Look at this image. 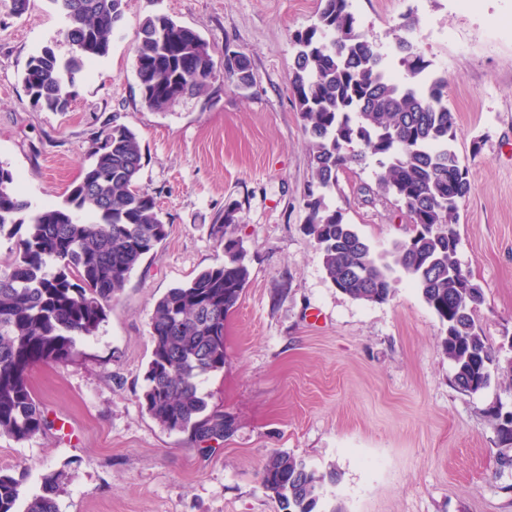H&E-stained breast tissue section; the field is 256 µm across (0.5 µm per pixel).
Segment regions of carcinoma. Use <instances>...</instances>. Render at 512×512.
I'll return each instance as SVG.
<instances>
[{
  "label": "carcinoma",
  "mask_w": 512,
  "mask_h": 512,
  "mask_svg": "<svg viewBox=\"0 0 512 512\" xmlns=\"http://www.w3.org/2000/svg\"><path fill=\"white\" fill-rule=\"evenodd\" d=\"M68 20L71 54L50 47L30 57L23 82L34 106L64 112L75 95V75L110 49L124 0H50ZM316 21L293 35L290 86L307 139L311 177L304 193V230L321 254L331 284L348 297L384 303L400 272L438 317L443 352L454 384L476 394L491 380L492 354L477 329L483 291L456 260L460 204L472 190L469 168L454 147L456 119L447 79L430 70L403 17L395 50L401 73L359 30L351 0H319ZM164 14L147 16L135 48L144 105L164 112L203 94L217 77L209 45L199 33ZM224 77L245 88L250 59L234 53ZM376 159V191L405 208L412 235L377 253L326 198L339 173ZM138 134L117 116L94 133L88 163L60 205L31 209L17 176L0 162V238L16 239L13 260L0 269V435L25 441L50 427L28 381L39 362L76 352V337L97 333L130 275L156 255L167 225L155 197L139 185ZM237 209L226 208L211 235L224 260L157 299L151 317L152 353L144 373L142 406L163 429L195 443L222 441L232 421L208 409L201 385L224 369V321L248 282L243 241L233 236ZM25 236H20L21 228ZM503 445H512V413L493 411ZM339 481L305 460L274 451L260 471L262 489L281 512H316L325 487ZM22 481L0 470V512H59L58 483L25 498Z\"/></svg>",
  "instance_id": "cac0c4a2"
}]
</instances>
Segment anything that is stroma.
Listing matches in <instances>:
<instances>
[{
    "instance_id": "obj_1",
    "label": "stroma",
    "mask_w": 512,
    "mask_h": 512,
    "mask_svg": "<svg viewBox=\"0 0 512 512\" xmlns=\"http://www.w3.org/2000/svg\"><path fill=\"white\" fill-rule=\"evenodd\" d=\"M316 9L317 0H125L108 55L78 75L69 109L51 112L33 106L23 75L44 46L68 56L66 20L49 0H30L19 18L0 0V161L23 197L35 209L62 203L116 114L140 137L139 183L168 228L97 335L70 359L30 369L52 426L26 441L0 436V469L22 478L24 494L57 475L59 512H280L259 471L285 450L339 474L323 512H512V469L497 463L489 417L512 411V0H352L360 30L388 56L397 23L414 14L418 50L448 81L454 148L472 179L456 258L483 290L475 320L494 357L475 394L455 387L442 326L407 277L387 302L353 300L326 279L303 230L310 169L292 35ZM152 13L198 31L216 64L246 54L252 85L219 77L203 95L148 110L134 50ZM373 171L340 173L328 202L384 253L410 224L392 198L367 192ZM229 205L250 278L224 322V369L203 383L235 429L205 450L163 430L140 396L154 303L223 260L210 231Z\"/></svg>"
}]
</instances>
